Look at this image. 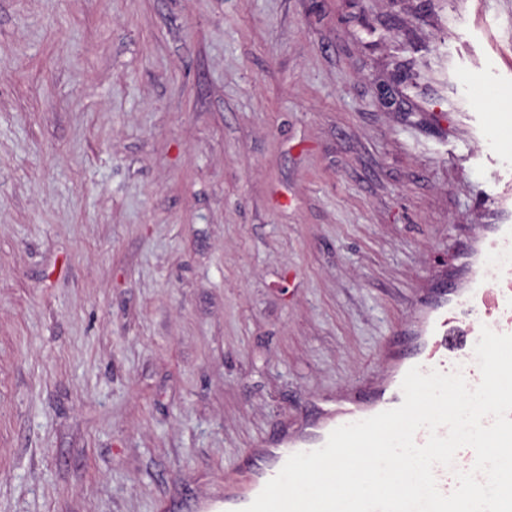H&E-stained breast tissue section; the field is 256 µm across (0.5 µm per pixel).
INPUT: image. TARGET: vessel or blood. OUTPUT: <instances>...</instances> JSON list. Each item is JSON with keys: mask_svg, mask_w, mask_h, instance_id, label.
<instances>
[{"mask_svg": "<svg viewBox=\"0 0 512 512\" xmlns=\"http://www.w3.org/2000/svg\"><path fill=\"white\" fill-rule=\"evenodd\" d=\"M465 293L473 314L483 317L492 331L512 335L511 288L469 287ZM446 306L447 300L443 297L428 303L427 311L436 315V322L424 323L420 335L409 337L408 348L392 352L387 376L368 395L346 396L328 402L310 420V435L294 434L284 447L257 450V458L264 463L260 477L253 482L238 481L226 486V512H242L292 454L307 451L311 446H323L330 432L339 426L398 407L403 401L401 382L411 367H420L425 374L433 370L444 372L451 364L472 360L474 349L465 343L472 323L448 314Z\"/></svg>", "mask_w": 512, "mask_h": 512, "instance_id": "b4317fda", "label": "vessel or blood"}]
</instances>
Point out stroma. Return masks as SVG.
Instances as JSON below:
<instances>
[{
  "label": "stroma",
  "mask_w": 512,
  "mask_h": 512,
  "mask_svg": "<svg viewBox=\"0 0 512 512\" xmlns=\"http://www.w3.org/2000/svg\"><path fill=\"white\" fill-rule=\"evenodd\" d=\"M512 0H0V512H202L512 225Z\"/></svg>",
  "instance_id": "stroma-1"
}]
</instances>
